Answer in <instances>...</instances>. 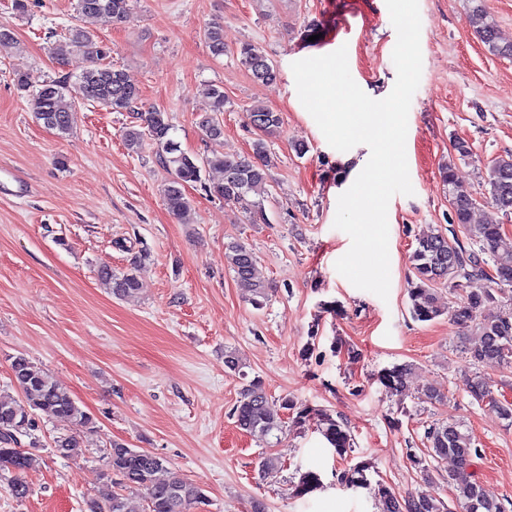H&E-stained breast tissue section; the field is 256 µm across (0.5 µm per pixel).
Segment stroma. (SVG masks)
Listing matches in <instances>:
<instances>
[{
  "label": "stroma",
  "instance_id": "35a3bbf8",
  "mask_svg": "<svg viewBox=\"0 0 512 512\" xmlns=\"http://www.w3.org/2000/svg\"><path fill=\"white\" fill-rule=\"evenodd\" d=\"M470 9V0H419L423 67L406 138L414 193L389 202L384 301L335 269L351 246L334 226L337 201L359 169L344 166V152L301 104L291 65L343 46L357 85L387 96L397 33L385 0H133L119 23L78 15L75 0H30L23 15L0 0V27L12 33L0 44V394L20 397L10 359L22 354L94 420L67 457L54 439L68 424L40 420L23 474L28 495L15 498L0 481V512H87L115 440L165 459L202 488L207 512H251L256 501L265 512H379L371 489L378 480L451 504L452 461L432 464L428 480L410 461L426 457L424 431L435 422L464 425L479 451L476 476L512 501V426L473 401L467 386L477 372L512 401V363L472 368L464 350L477 340L474 329L446 316L419 322L408 308L416 238L450 227L442 165L454 163L457 186L475 199L474 223L500 224L512 235L483 187L490 162L512 153V56L487 52ZM213 22L227 49L218 58L203 38ZM72 27L111 45L113 63L144 105L166 112L186 152L249 155L256 134L247 110L279 112L263 215L211 197L206 184L221 178L213 171L187 187L193 220L180 223L163 196L170 170L152 146L136 154L123 143L128 113L83 107L65 136L36 120L14 73L36 81L74 73V64L51 54ZM245 42L263 49L276 82H257L241 65L235 50ZM205 84L223 86L228 99L217 140L197 124L208 108L199 93ZM459 140L471 149L463 159L453 150ZM296 142L308 144L304 156ZM232 239L253 249L257 276L272 286L263 308L235 285L224 259ZM142 251L137 297L116 298L99 282L98 266L125 269ZM311 341L316 350L304 356ZM228 347L239 351L243 375L226 369ZM351 349L357 358L348 357ZM405 362L416 367L405 390L388 391L379 372ZM249 377L260 378L274 401L292 397L333 413L352 432L351 455L337 457L312 423L287 427L270 448L241 432L231 411ZM428 387L441 401L425 398ZM269 450L280 468L263 478L257 463ZM361 460L372 465L369 487L339 486L337 472ZM310 469L322 486L302 500L293 486Z\"/></svg>",
  "mask_w": 512,
  "mask_h": 512
}]
</instances>
